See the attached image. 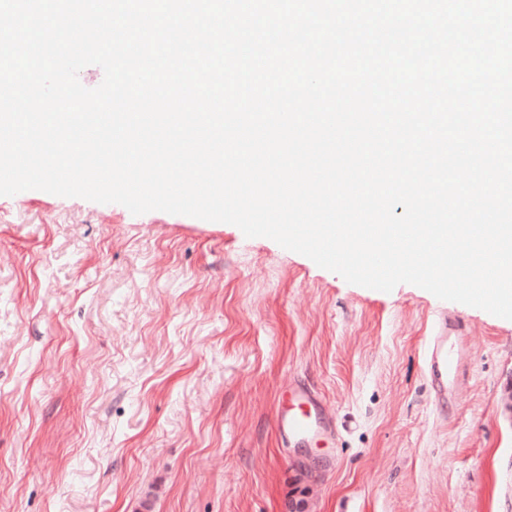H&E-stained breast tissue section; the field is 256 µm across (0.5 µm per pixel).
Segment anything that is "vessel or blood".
<instances>
[{"instance_id":"vessel-or-blood-1","label":"vessel or blood","mask_w":512,"mask_h":512,"mask_svg":"<svg viewBox=\"0 0 512 512\" xmlns=\"http://www.w3.org/2000/svg\"><path fill=\"white\" fill-rule=\"evenodd\" d=\"M468 356L467 338L461 330L439 321L428 338L427 371L435 385L438 402H447L458 381L459 370ZM275 425L283 439L299 438L305 442H319L332 437L335 425L327 419L316 396L306 388L290 387L280 397L275 408Z\"/></svg>"}]
</instances>
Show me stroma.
<instances>
[{
    "mask_svg": "<svg viewBox=\"0 0 512 512\" xmlns=\"http://www.w3.org/2000/svg\"><path fill=\"white\" fill-rule=\"evenodd\" d=\"M440 318L470 340L437 404ZM329 448L277 440L288 386ZM512 512V320L235 225L0 196V512Z\"/></svg>",
    "mask_w": 512,
    "mask_h": 512,
    "instance_id": "stroma-1",
    "label": "stroma"
}]
</instances>
